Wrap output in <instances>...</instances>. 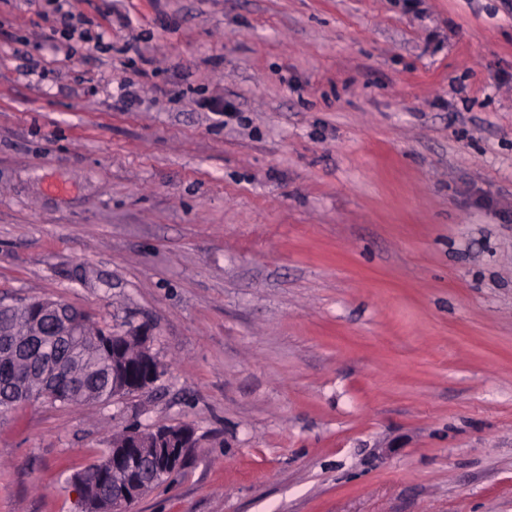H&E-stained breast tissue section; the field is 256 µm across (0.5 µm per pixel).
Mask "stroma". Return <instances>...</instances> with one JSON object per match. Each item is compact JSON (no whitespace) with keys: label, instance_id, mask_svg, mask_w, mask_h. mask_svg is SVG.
<instances>
[{"label":"stroma","instance_id":"35a3bbf8","mask_svg":"<svg viewBox=\"0 0 512 512\" xmlns=\"http://www.w3.org/2000/svg\"><path fill=\"white\" fill-rule=\"evenodd\" d=\"M64 7L0 0V299L164 374L1 412L0 512L177 424L132 512H512V0ZM15 304H19L26 307L36 325L43 315L47 313H52L56 315L58 317V331L60 332L59 336H61L62 338H68V336H72L73 324L68 319L69 312L68 309L66 308V303L50 299L46 300L31 298L16 300L15 302H12V304L9 305Z\"/></svg>","mask_w":512,"mask_h":512}]
</instances>
